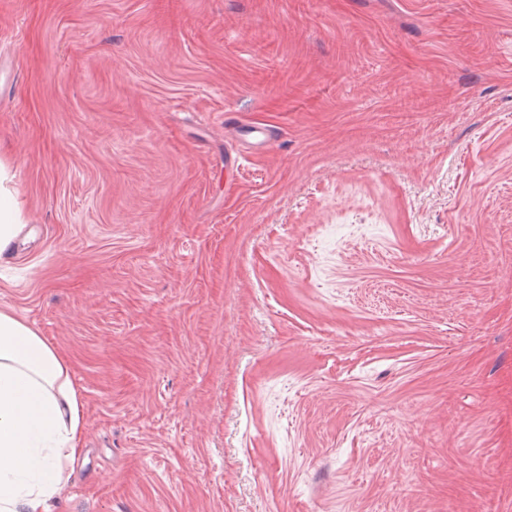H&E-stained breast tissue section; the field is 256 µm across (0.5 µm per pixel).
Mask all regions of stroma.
I'll use <instances>...</instances> for the list:
<instances>
[{
    "mask_svg": "<svg viewBox=\"0 0 512 512\" xmlns=\"http://www.w3.org/2000/svg\"><path fill=\"white\" fill-rule=\"evenodd\" d=\"M1 42L0 307L84 403L51 512H512V0H0ZM11 167L0 159V257L12 248L23 232V213L14 185Z\"/></svg>",
    "mask_w": 512,
    "mask_h": 512,
    "instance_id": "1",
    "label": "stroma"
}]
</instances>
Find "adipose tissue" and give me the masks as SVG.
I'll use <instances>...</instances> for the list:
<instances>
[{
	"instance_id": "obj_1",
	"label": "adipose tissue",
	"mask_w": 512,
	"mask_h": 512,
	"mask_svg": "<svg viewBox=\"0 0 512 512\" xmlns=\"http://www.w3.org/2000/svg\"><path fill=\"white\" fill-rule=\"evenodd\" d=\"M14 178L0 161V255L24 230ZM83 433L66 358L0 308V512H43L68 480Z\"/></svg>"
}]
</instances>
